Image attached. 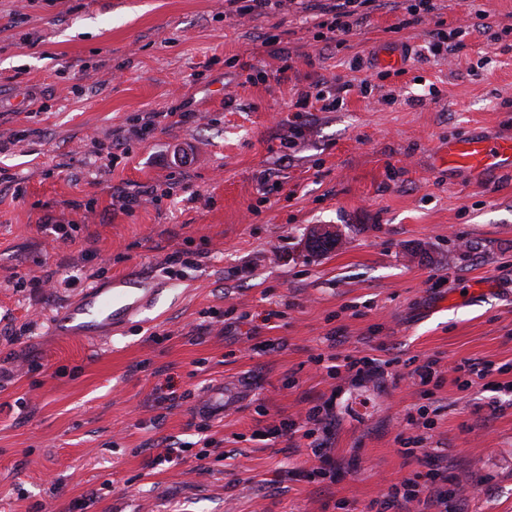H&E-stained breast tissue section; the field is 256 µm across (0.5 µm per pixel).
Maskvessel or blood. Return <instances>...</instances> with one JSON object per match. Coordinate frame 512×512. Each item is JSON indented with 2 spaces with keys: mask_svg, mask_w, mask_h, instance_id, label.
I'll list each match as a JSON object with an SVG mask.
<instances>
[{
  "mask_svg": "<svg viewBox=\"0 0 512 512\" xmlns=\"http://www.w3.org/2000/svg\"><path fill=\"white\" fill-rule=\"evenodd\" d=\"M444 156L449 166L465 168L478 176L496 170H512V137H449ZM149 280L122 277L88 288L65 309L55 324L67 336H101L126 322L151 296Z\"/></svg>",
  "mask_w": 512,
  "mask_h": 512,
  "instance_id": "vessel-or-blood-1",
  "label": "vessel or blood"
}]
</instances>
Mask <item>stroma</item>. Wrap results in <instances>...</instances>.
<instances>
[{
	"mask_svg": "<svg viewBox=\"0 0 512 512\" xmlns=\"http://www.w3.org/2000/svg\"><path fill=\"white\" fill-rule=\"evenodd\" d=\"M328 3L0 0V139L21 136L0 153V512H372L407 479L409 512L442 491L512 512V173L436 161L512 135V0L411 25L392 5L340 46L314 26ZM318 80L342 106L296 111ZM143 112L165 118L133 131ZM152 184L158 204L113 206ZM325 230L338 245L311 251ZM145 273L159 292L111 336L50 330L92 280ZM45 275L76 282L16 285ZM361 358L383 376L355 381ZM429 359L439 377L410 379ZM467 360L496 371L461 387ZM330 398L327 458L255 438ZM422 407L431 427L407 421Z\"/></svg>",
	"mask_w": 512,
	"mask_h": 512,
	"instance_id": "35a3bbf8",
	"label": "stroma"
}]
</instances>
